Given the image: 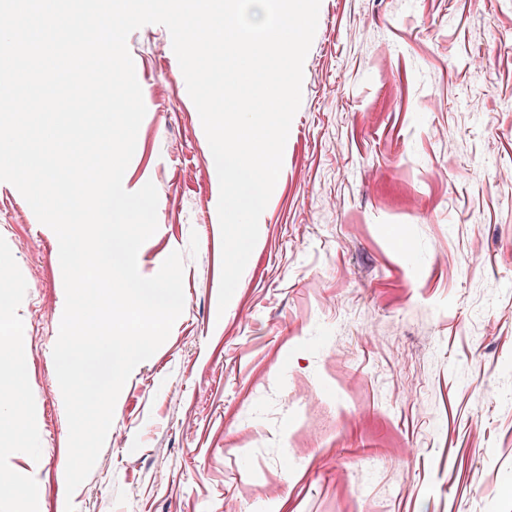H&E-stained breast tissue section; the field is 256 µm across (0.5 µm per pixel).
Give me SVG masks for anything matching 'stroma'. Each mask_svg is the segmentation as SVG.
<instances>
[{
	"label": "stroma",
	"instance_id": "obj_1",
	"mask_svg": "<svg viewBox=\"0 0 512 512\" xmlns=\"http://www.w3.org/2000/svg\"><path fill=\"white\" fill-rule=\"evenodd\" d=\"M127 45L146 115L138 252L184 309L67 493L55 233L0 181V291L24 328L0 390V512H512V0H321L254 262L218 309L219 180L168 29ZM28 359L27 348L19 333L2 331L0 336V384L10 386L18 392L26 379ZM0 491H6L19 496L35 498L38 494V484L31 478L14 473L0 472Z\"/></svg>",
	"mask_w": 512,
	"mask_h": 512
}]
</instances>
